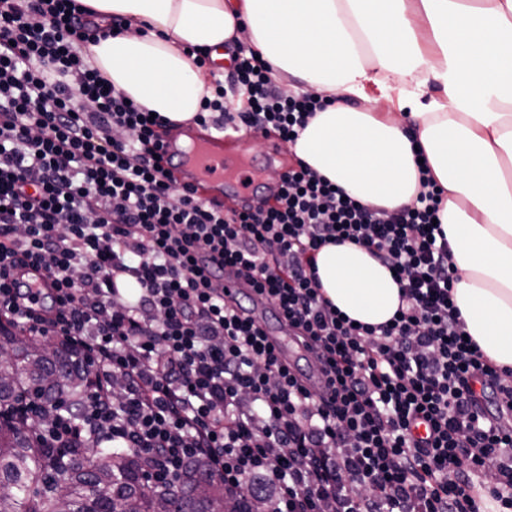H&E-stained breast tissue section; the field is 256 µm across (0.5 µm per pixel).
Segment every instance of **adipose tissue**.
Segmentation results:
<instances>
[{
    "label": "adipose tissue",
    "mask_w": 512,
    "mask_h": 512,
    "mask_svg": "<svg viewBox=\"0 0 512 512\" xmlns=\"http://www.w3.org/2000/svg\"><path fill=\"white\" fill-rule=\"evenodd\" d=\"M79 2L120 27L92 45L93 66L170 128L212 94L195 53L241 45L285 90L327 100L293 150L347 195L395 211L429 173L465 330L512 375V0ZM316 270L356 322L386 323L401 304L392 270L361 245L322 247Z\"/></svg>",
    "instance_id": "1"
}]
</instances>
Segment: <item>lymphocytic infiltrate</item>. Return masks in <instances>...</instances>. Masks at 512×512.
Returning <instances> with one entry per match:
<instances>
[{"mask_svg":"<svg viewBox=\"0 0 512 512\" xmlns=\"http://www.w3.org/2000/svg\"><path fill=\"white\" fill-rule=\"evenodd\" d=\"M98 33L77 0H0V319L95 362L39 437L129 449L162 488L202 461L267 512H480V476L512 512V384L463 338L432 179L389 212L297 160L275 205L210 206L163 166L162 119L87 64ZM325 107L276 92L242 54L202 104L215 126L289 144ZM346 241L396 274L403 306L385 324L323 295L315 255ZM27 268L46 287L8 280ZM228 274L306 338L323 387L226 303Z\"/></svg>","mask_w":512,"mask_h":512,"instance_id":"1","label":"lymphocytic infiltrate"}]
</instances>
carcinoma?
Listing matches in <instances>:
<instances>
[{"label": "carcinoma", "instance_id": "carcinoma-1", "mask_svg": "<svg viewBox=\"0 0 512 512\" xmlns=\"http://www.w3.org/2000/svg\"><path fill=\"white\" fill-rule=\"evenodd\" d=\"M0 512H263L264 506L207 479L193 464L175 488L155 489L140 458L124 448H51L24 420L49 426L54 404L80 398L82 351L0 327Z\"/></svg>", "mask_w": 512, "mask_h": 512}]
</instances>
